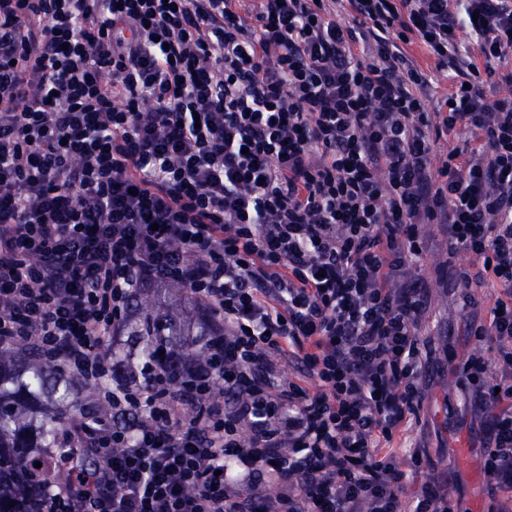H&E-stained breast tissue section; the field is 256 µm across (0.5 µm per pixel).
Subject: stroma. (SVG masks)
Here are the masks:
<instances>
[{
    "label": "stroma",
    "mask_w": 512,
    "mask_h": 512,
    "mask_svg": "<svg viewBox=\"0 0 512 512\" xmlns=\"http://www.w3.org/2000/svg\"><path fill=\"white\" fill-rule=\"evenodd\" d=\"M429 244L420 275L429 288L430 303L421 334L433 351L432 369L424 377L426 398L418 418L397 440L400 457L420 452L426 471L447 473L448 496L458 512H469L474 501L491 506L481 472L482 433L472 424L470 392L462 377L466 360L477 351L467 334L473 313H486L493 305L492 289H472L470 297L448 289L442 277L469 265L465 254H449L443 230L436 224L419 227Z\"/></svg>",
    "instance_id": "1"
}]
</instances>
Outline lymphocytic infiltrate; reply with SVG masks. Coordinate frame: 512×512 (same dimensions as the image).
Wrapping results in <instances>:
<instances>
[{
    "label": "lymphocytic infiltrate",
    "mask_w": 512,
    "mask_h": 512,
    "mask_svg": "<svg viewBox=\"0 0 512 512\" xmlns=\"http://www.w3.org/2000/svg\"><path fill=\"white\" fill-rule=\"evenodd\" d=\"M426 59L456 76L438 105ZM422 224L477 265L456 287L497 290L468 326L497 361L463 375L512 512V0H0V348L135 417L65 435L90 478L16 512H456L394 463L431 361ZM169 282L219 316L211 350L179 387L110 384L130 300Z\"/></svg>",
    "instance_id": "obj_1"
}]
</instances>
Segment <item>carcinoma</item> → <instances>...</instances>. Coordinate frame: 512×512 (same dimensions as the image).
I'll use <instances>...</instances> for the list:
<instances>
[{"mask_svg":"<svg viewBox=\"0 0 512 512\" xmlns=\"http://www.w3.org/2000/svg\"><path fill=\"white\" fill-rule=\"evenodd\" d=\"M134 314L121 324L130 350L112 348L123 372L118 378L136 376L137 361L163 365L178 379L177 368L190 357L199 360L210 347L213 317L198 315L192 320L182 309L139 295L133 299ZM82 382L57 367H50L37 355L24 353L21 346L0 348V461L20 472L29 469L47 476L56 485L93 468L89 456L62 458L57 445L72 416L81 424L116 421L112 409L86 395ZM41 467H34V463ZM30 492V485L14 481L0 488V512Z\"/></svg>","mask_w":512,"mask_h":512,"instance_id":"carcinoma-1","label":"carcinoma"}]
</instances>
